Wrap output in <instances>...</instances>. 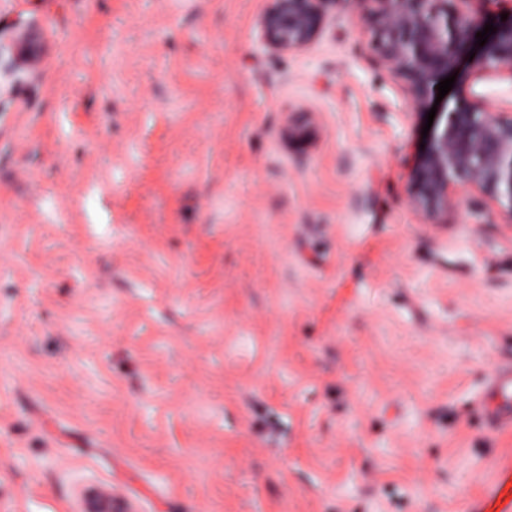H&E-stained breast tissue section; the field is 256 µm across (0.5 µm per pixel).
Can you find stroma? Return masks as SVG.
Wrapping results in <instances>:
<instances>
[{
	"label": "stroma",
	"instance_id": "obj_1",
	"mask_svg": "<svg viewBox=\"0 0 512 512\" xmlns=\"http://www.w3.org/2000/svg\"><path fill=\"white\" fill-rule=\"evenodd\" d=\"M265 6L0 0V512H512V223L412 206L352 0L284 57ZM485 420L493 429L512 427V366L496 368L485 389Z\"/></svg>",
	"mask_w": 512,
	"mask_h": 512
}]
</instances>
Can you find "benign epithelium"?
<instances>
[{
  "mask_svg": "<svg viewBox=\"0 0 512 512\" xmlns=\"http://www.w3.org/2000/svg\"><path fill=\"white\" fill-rule=\"evenodd\" d=\"M335 0H268L261 16L266 50L300 52L322 34ZM475 0H355L371 25L379 64L403 84L406 105L421 107L434 82L459 65L472 39L466 13ZM20 52L0 46V77L13 78L17 54L41 53L32 29L18 36ZM473 68L485 78L512 80V10L480 48ZM476 191L496 203L512 223V111L493 112L478 98L463 97L437 113L425 152L411 175L418 207L448 208L450 192Z\"/></svg>",
  "mask_w": 512,
  "mask_h": 512,
  "instance_id": "obj_1",
  "label": "benign epithelium"
}]
</instances>
